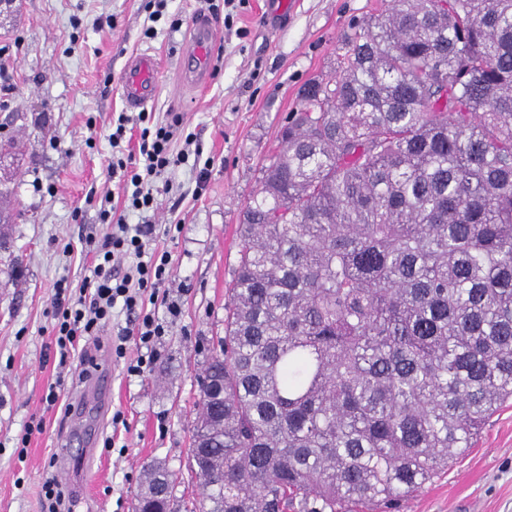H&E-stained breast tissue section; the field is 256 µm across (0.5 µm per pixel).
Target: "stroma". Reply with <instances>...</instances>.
I'll return each instance as SVG.
<instances>
[{"mask_svg":"<svg viewBox=\"0 0 512 512\" xmlns=\"http://www.w3.org/2000/svg\"><path fill=\"white\" fill-rule=\"evenodd\" d=\"M265 0L225 6L215 0L216 52L207 86L184 84L179 56L198 15L199 0H168L149 22L148 0H14L0 13V48L12 92L0 108V145H9L0 170V218L17 265L0 263V512H45L44 481L57 473L67 439L80 358L66 366L48 351L52 300L58 280L79 287L90 273L81 236L98 230L99 202L88 192H117L107 166L108 123L123 112V66L148 52L159 64L158 92L147 106L156 119L179 112L203 157L213 158L208 185L195 194L191 165L169 176L182 195L172 207L160 195L156 221L176 224L161 247L171 254V299L181 313L156 348L143 376L126 373L135 356L115 355L125 314L114 315L86 349L112 372V411L127 425L104 422L102 436L79 480L77 512H132L146 466L165 462L176 484L175 512H191L199 494L188 474L191 424L198 412V380L224 333L225 290L238 261L239 215L260 187V168L300 88L328 74L351 25L380 14L385 0H292L279 26H268ZM154 37H147V28ZM55 404H48L49 389ZM402 512H512V400L486 423L469 453L406 498Z\"/></svg>","mask_w":512,"mask_h":512,"instance_id":"35a3bbf8","label":"stroma"}]
</instances>
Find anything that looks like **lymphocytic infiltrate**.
Returning a JSON list of instances; mask_svg holds the SVG:
<instances>
[{"label":"lymphocytic infiltrate","instance_id":"lymphocytic-infiltrate-1","mask_svg":"<svg viewBox=\"0 0 512 512\" xmlns=\"http://www.w3.org/2000/svg\"><path fill=\"white\" fill-rule=\"evenodd\" d=\"M132 122L140 126L137 153L113 157L108 165L110 177L119 180L124 212L119 215L112 209H100L99 220L105 224V231L100 237L89 235L84 239L93 248L92 275L75 292L67 282L58 283L52 333L60 358L65 361L79 341L97 335L111 321L114 311H123L126 325L118 330L115 354L127 358L124 343L135 338L140 353L135 359H127L126 372L140 376L156 362V343L168 328L167 320L151 312V304H163L169 318L180 314L178 303L164 291L171 275L169 256L157 247L158 236L171 235L175 227L158 226L149 217L157 207L154 181L187 161V148L193 144L194 135L186 131L178 114L161 122L146 112L134 117L122 114L108 136L112 147H119ZM180 141L185 144L181 150L176 147ZM129 211L139 213L141 223H127L125 214Z\"/></svg>","mask_w":512,"mask_h":512}]
</instances>
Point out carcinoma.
Masks as SVG:
<instances>
[{"mask_svg": "<svg viewBox=\"0 0 512 512\" xmlns=\"http://www.w3.org/2000/svg\"><path fill=\"white\" fill-rule=\"evenodd\" d=\"M343 50L240 215L199 512H394L512 398V0H389Z\"/></svg>", "mask_w": 512, "mask_h": 512, "instance_id": "cac0c4a2", "label": "carcinoma"}]
</instances>
